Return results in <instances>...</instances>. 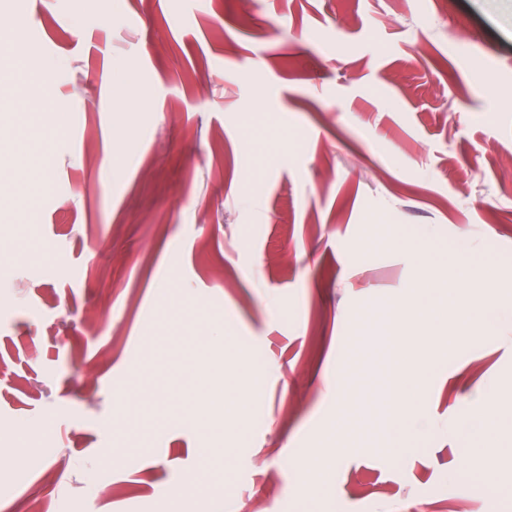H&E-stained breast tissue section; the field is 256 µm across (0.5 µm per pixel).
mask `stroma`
Here are the masks:
<instances>
[{"label": "stroma", "instance_id": "1", "mask_svg": "<svg viewBox=\"0 0 512 512\" xmlns=\"http://www.w3.org/2000/svg\"><path fill=\"white\" fill-rule=\"evenodd\" d=\"M377 215L401 245L363 249ZM419 250L438 295L489 265L512 310V0H0V512L35 447L44 512H512V324L420 325L416 392L360 324ZM200 361L265 423L191 415ZM393 409L429 425L398 457ZM330 429L323 490L295 463Z\"/></svg>", "mask_w": 512, "mask_h": 512}]
</instances>
